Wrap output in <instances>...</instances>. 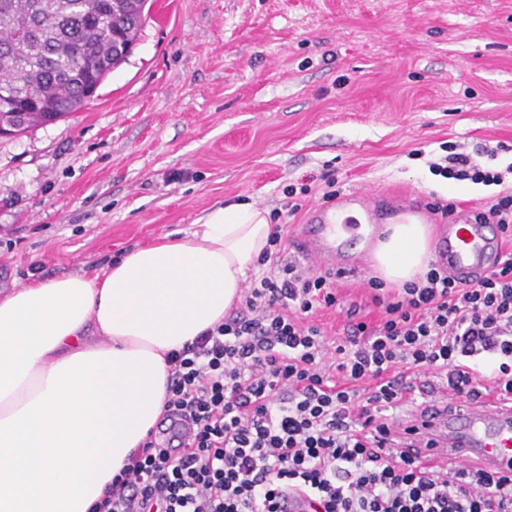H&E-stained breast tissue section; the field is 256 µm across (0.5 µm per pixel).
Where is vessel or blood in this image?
Listing matches in <instances>:
<instances>
[{
	"mask_svg": "<svg viewBox=\"0 0 512 512\" xmlns=\"http://www.w3.org/2000/svg\"><path fill=\"white\" fill-rule=\"evenodd\" d=\"M352 211L359 214L368 238L383 221L425 224L430 215L427 205L418 201L386 210L378 200L353 192L311 215L296 242L298 254L324 268L355 270L365 255L353 252L351 239L341 232L348 226ZM438 252L451 275L472 279L493 269L501 257V233L497 225L471 222L468 211L463 210L444 225ZM429 424L432 445L420 448L419 454L436 464L465 459L486 471L498 472L512 463V399L491 395L474 408L452 404L431 417Z\"/></svg>",
	"mask_w": 512,
	"mask_h": 512,
	"instance_id": "1",
	"label": "vessel or blood"
}]
</instances>
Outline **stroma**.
Here are the masks:
<instances>
[{
  "mask_svg": "<svg viewBox=\"0 0 512 512\" xmlns=\"http://www.w3.org/2000/svg\"><path fill=\"white\" fill-rule=\"evenodd\" d=\"M450 144L500 184L435 174ZM331 182L473 211L512 194V0H154L93 101L0 138V291L102 273L227 202L281 210L291 253ZM375 274L337 278L328 338L347 306L382 318Z\"/></svg>",
  "mask_w": 512,
  "mask_h": 512,
  "instance_id": "obj_1",
  "label": "stroma"
}]
</instances>
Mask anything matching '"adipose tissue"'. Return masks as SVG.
I'll return each instance as SVG.
<instances>
[{
  "label": "adipose tissue",
  "instance_id": "ef3b65f1",
  "mask_svg": "<svg viewBox=\"0 0 512 512\" xmlns=\"http://www.w3.org/2000/svg\"><path fill=\"white\" fill-rule=\"evenodd\" d=\"M270 233L266 210L229 203L101 274L0 296V512H89L163 413L166 354L223 321ZM373 258L415 280L426 225H387Z\"/></svg>",
  "mask_w": 512,
  "mask_h": 512
}]
</instances>
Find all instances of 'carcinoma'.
<instances>
[{
    "label": "carcinoma",
    "instance_id": "1",
    "mask_svg": "<svg viewBox=\"0 0 512 512\" xmlns=\"http://www.w3.org/2000/svg\"><path fill=\"white\" fill-rule=\"evenodd\" d=\"M147 0H0V118L20 133L76 112L125 58Z\"/></svg>",
    "mask_w": 512,
    "mask_h": 512
}]
</instances>
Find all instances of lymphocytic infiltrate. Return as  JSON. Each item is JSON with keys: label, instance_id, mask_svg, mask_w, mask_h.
<instances>
[{"label": "lymphocytic infiltrate", "instance_id": "1", "mask_svg": "<svg viewBox=\"0 0 512 512\" xmlns=\"http://www.w3.org/2000/svg\"><path fill=\"white\" fill-rule=\"evenodd\" d=\"M282 232L224 321L167 355L162 420L191 430L148 436L90 512H284L291 491L312 512H512V475L407 450L417 388L512 397V249L473 282L435 263L393 293L370 278L384 319L349 308L330 342L309 317L337 305L334 274L286 259Z\"/></svg>", "mask_w": 512, "mask_h": 512}]
</instances>
